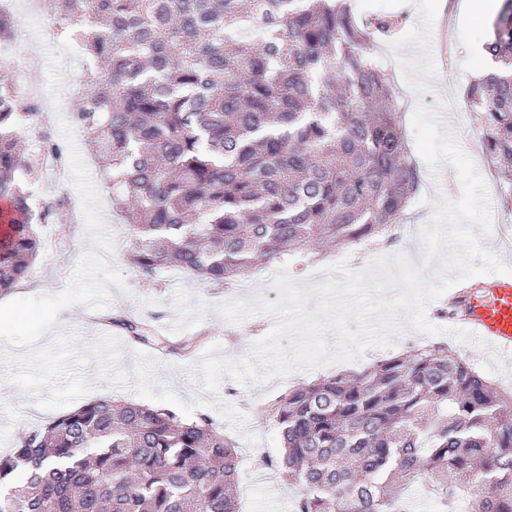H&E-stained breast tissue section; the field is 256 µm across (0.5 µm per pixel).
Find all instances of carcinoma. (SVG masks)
Returning <instances> with one entry per match:
<instances>
[{
	"mask_svg": "<svg viewBox=\"0 0 512 512\" xmlns=\"http://www.w3.org/2000/svg\"><path fill=\"white\" fill-rule=\"evenodd\" d=\"M63 34L91 57L74 120L112 173V207L143 276L174 265L215 285L320 242L391 246L418 192L395 86L365 45L406 23L359 22L346 0H51ZM493 64L464 90L512 209V0L482 45ZM29 105L0 81V294L41 248L21 174ZM114 325L173 351L144 321ZM271 419L262 459L297 488L293 512H512V392L497 391L443 341L301 385ZM236 443L209 417L105 397L22 436L0 457V512H240ZM22 470L23 486L13 475Z\"/></svg>",
	"mask_w": 512,
	"mask_h": 512,
	"instance_id": "obj_1",
	"label": "carcinoma"
}]
</instances>
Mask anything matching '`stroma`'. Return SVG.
Masks as SVG:
<instances>
[{"instance_id":"1","label":"stroma","mask_w":512,"mask_h":512,"mask_svg":"<svg viewBox=\"0 0 512 512\" xmlns=\"http://www.w3.org/2000/svg\"><path fill=\"white\" fill-rule=\"evenodd\" d=\"M350 4L360 19L401 12L408 16L406 27L396 39L375 40L365 51L369 63L389 71L394 78L395 104L402 113V138L406 145L415 144L412 116L416 107L422 105L444 115L460 146L468 147L471 138L481 135L482 128L479 117L465 105L463 90L480 61L487 22L457 10L449 11L448 0H413L408 9L404 8L403 0H350ZM14 37L19 51L37 52L44 91L60 100V112L51 116L49 132L55 143H64L59 122L71 120L81 105V94L71 74L63 67L69 45L63 41L42 43L39 24L24 13L15 16ZM76 145L100 194L103 220L115 239L109 261L121 271L124 286L112 289L109 304L97 314H90L83 305L64 309L58 316L57 327L42 338V345H52L59 336L73 333L79 337L76 352L82 355L100 336L118 339L122 349L119 366L128 374L130 384L122 388L106 386L97 364H90L85 370L93 386L89 399L99 398V389L104 386L115 399L165 406L186 418L210 416L225 435L235 440L241 454L237 494L243 512H291L295 488L260 463L262 457L277 456L280 447L278 432L265 418V411L277 397L300 382L356 371L392 355L412 353L428 343V336L404 322L390 346L368 348L358 360L297 369L260 385H244L226 376L221 379L216 394L206 393L198 371L200 354L215 347L226 359H242L279 320L277 314L261 311L243 321L230 322L219 313V306L234 299L272 303L277 301L278 292L269 278L257 272L248 276V287L243 292L199 283L170 267L159 269L150 278L142 276L126 260L132 244L131 228L112 211L109 177L99 168L87 138L77 139ZM419 169L421 187L409 203L397 248L376 249L364 254L357 249L329 247L314 262L301 257L282 260V271L298 287L306 288L311 284L310 269L315 264L329 269L330 280L336 282L344 278L345 271L336 269L342 261L347 264L346 271L360 272L374 258H390L401 252L407 254L414 265H421L425 246L419 230L430 219L432 204L444 183L458 182L459 177L455 168L447 163L434 170L423 162ZM30 191L41 194L43 202L55 203V214L51 223L39 228L43 247L32 264L29 277L10 292L0 294V303L60 292L68 285L83 254L92 246L86 235L81 199L72 183H59L56 171L43 167L38 178L32 180ZM111 314L153 322L154 326L163 327L166 338L174 344L197 339L198 354L188 359L177 354L155 356L152 348L132 341L123 332L102 327L101 319ZM447 342L498 387L512 392V361L494 358L473 343L453 336L448 337ZM6 370V365L0 362V454L14 448L29 430L55 417L51 411H28L33 395L3 381Z\"/></svg>"}]
</instances>
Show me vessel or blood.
<instances>
[{"label":"vessel or blood","instance_id":"obj_1","mask_svg":"<svg viewBox=\"0 0 512 512\" xmlns=\"http://www.w3.org/2000/svg\"><path fill=\"white\" fill-rule=\"evenodd\" d=\"M451 327L471 332L487 347L512 356V277L478 281L448 299Z\"/></svg>","mask_w":512,"mask_h":512}]
</instances>
